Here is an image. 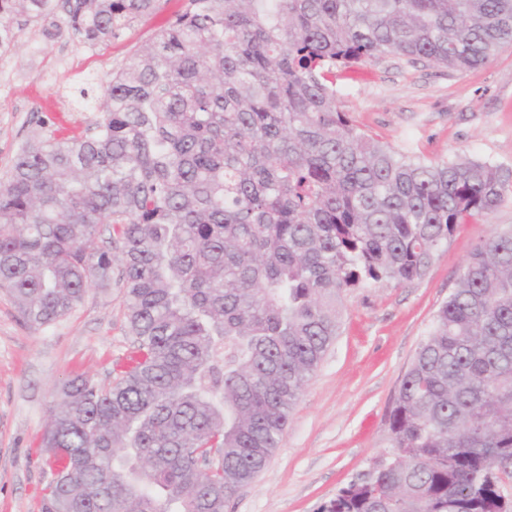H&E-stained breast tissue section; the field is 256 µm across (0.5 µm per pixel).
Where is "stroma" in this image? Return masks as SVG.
Returning <instances> with one entry per match:
<instances>
[{"instance_id":"1","label":"stroma","mask_w":512,"mask_h":512,"mask_svg":"<svg viewBox=\"0 0 512 512\" xmlns=\"http://www.w3.org/2000/svg\"><path fill=\"white\" fill-rule=\"evenodd\" d=\"M188 6L157 0L150 15L98 46L16 24L14 49L0 53V182L39 125L91 132L100 79ZM336 88L355 125L407 156L512 165V45L467 72L385 55L338 71ZM495 227H512V197L459 225L422 278L343 294L339 333L291 410L279 448L226 512H320L338 489L366 478L375 459L391 456L388 419L401 378L464 261ZM124 297L121 281L111 279L70 314L33 329L0 290V512H41L51 473L40 437L50 410L69 377L113 380L116 363L132 352Z\"/></svg>"}]
</instances>
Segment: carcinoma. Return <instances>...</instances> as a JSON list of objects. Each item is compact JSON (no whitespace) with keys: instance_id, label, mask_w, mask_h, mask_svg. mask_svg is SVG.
<instances>
[{"instance_id":"obj_1","label":"carcinoma","mask_w":512,"mask_h":512,"mask_svg":"<svg viewBox=\"0 0 512 512\" xmlns=\"http://www.w3.org/2000/svg\"><path fill=\"white\" fill-rule=\"evenodd\" d=\"M157 0H0L98 45ZM512 44V0H190L103 85L94 133L35 136L0 184V288L31 328L120 262L139 361L60 389L42 512H225L279 447L342 294L425 275L512 168L396 152L329 80L382 55L464 71ZM107 224L121 253L103 245ZM392 457L322 512H498L512 469V228L477 244L405 372Z\"/></svg>"}]
</instances>
